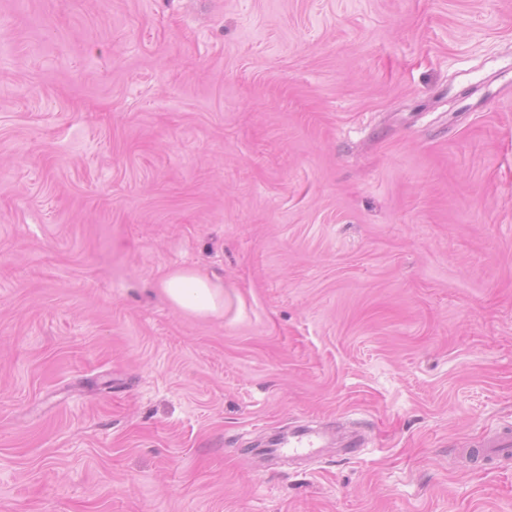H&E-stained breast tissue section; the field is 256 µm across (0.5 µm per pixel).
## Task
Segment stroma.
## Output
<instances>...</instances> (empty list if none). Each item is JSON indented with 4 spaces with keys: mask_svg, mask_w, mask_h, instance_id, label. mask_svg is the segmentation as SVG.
Here are the masks:
<instances>
[{
    "mask_svg": "<svg viewBox=\"0 0 512 512\" xmlns=\"http://www.w3.org/2000/svg\"><path fill=\"white\" fill-rule=\"evenodd\" d=\"M505 427L512 0H0V512H512ZM160 289L174 307L187 315L199 318L224 315L221 278H205L191 269H178L161 280ZM320 434L308 430H296L288 433L281 441L274 444V448H268L267 452L273 456L283 455L288 451V455L298 454L300 452L314 453L318 445ZM478 457L494 462L512 456V431H503L494 434L487 441L481 442L475 448Z\"/></svg>",
    "mask_w": 512,
    "mask_h": 512,
    "instance_id": "obj_1",
    "label": "stroma"
}]
</instances>
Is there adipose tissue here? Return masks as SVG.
<instances>
[{"label":"adipose tissue","mask_w":512,"mask_h":512,"mask_svg":"<svg viewBox=\"0 0 512 512\" xmlns=\"http://www.w3.org/2000/svg\"><path fill=\"white\" fill-rule=\"evenodd\" d=\"M160 288L170 303L183 313L199 317L224 314V282L221 278H205L190 269L168 273Z\"/></svg>","instance_id":"1"}]
</instances>
